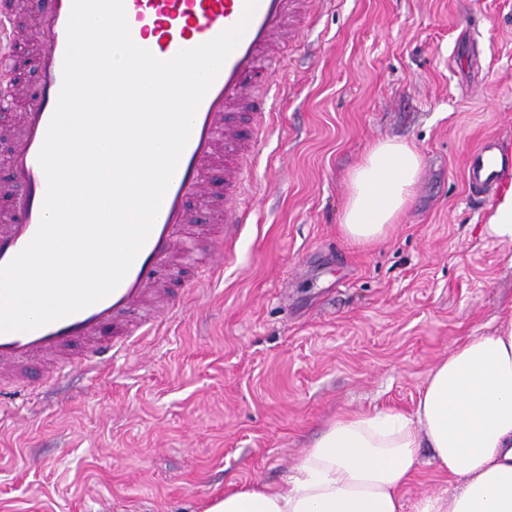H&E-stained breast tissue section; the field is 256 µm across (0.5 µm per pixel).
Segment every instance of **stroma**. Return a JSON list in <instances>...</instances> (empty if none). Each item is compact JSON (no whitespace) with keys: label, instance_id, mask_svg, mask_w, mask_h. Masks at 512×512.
Listing matches in <instances>:
<instances>
[{"label":"stroma","instance_id":"1","mask_svg":"<svg viewBox=\"0 0 512 512\" xmlns=\"http://www.w3.org/2000/svg\"><path fill=\"white\" fill-rule=\"evenodd\" d=\"M20 87L0 112V188L45 40L29 0ZM278 123L224 273L169 332L101 373L30 369L0 413V512H203L279 484L340 412L413 414L429 371L512 315V242L485 226L466 162L512 140V0H325L271 76ZM422 158L381 241L341 228L374 144Z\"/></svg>","mask_w":512,"mask_h":512}]
</instances>
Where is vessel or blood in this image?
I'll return each instance as SVG.
<instances>
[{"label":"vessel or blood","mask_w":512,"mask_h":512,"mask_svg":"<svg viewBox=\"0 0 512 512\" xmlns=\"http://www.w3.org/2000/svg\"><path fill=\"white\" fill-rule=\"evenodd\" d=\"M72 0H30L32 11L46 25L39 56L40 82L34 101L20 117V135L11 153V186L15 209L0 224V266L6 265L36 234L46 193V178L38 162L48 125L63 82L66 26ZM246 0H124L132 41L161 60L180 50L213 40L238 23ZM301 0H258L245 33L225 60L199 104L189 140L162 201L151 233L118 287L106 298L66 318L28 332L0 333V393L23 384L30 365L64 357L84 346L82 372L98 371L106 358L125 356L135 345L160 335L164 322L181 317L183 302L166 300L160 288L163 273L176 255L191 256L194 234L189 204L210 196L206 172L218 146H225L224 233L203 272L221 273L226 254L241 236L250 205L235 191L246 180L240 164L249 151L227 113H254L262 135H269L275 114L268 107L272 90L269 73L282 49L297 32ZM15 28L10 13L0 10V109L12 106ZM471 194L512 187V148L486 140L471 152L466 170Z\"/></svg>","instance_id":"b4317fda"}]
</instances>
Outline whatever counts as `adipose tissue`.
Listing matches in <instances>:
<instances>
[{
	"mask_svg": "<svg viewBox=\"0 0 512 512\" xmlns=\"http://www.w3.org/2000/svg\"><path fill=\"white\" fill-rule=\"evenodd\" d=\"M421 173L408 144L373 145L349 175L342 229L375 243L406 208ZM453 483L406 506L421 449ZM206 512H512V317L467 337L428 373L416 410L341 413L277 487L225 490Z\"/></svg>",
	"mask_w": 512,
	"mask_h": 512,
	"instance_id": "obj_1",
	"label": "adipose tissue"
}]
</instances>
